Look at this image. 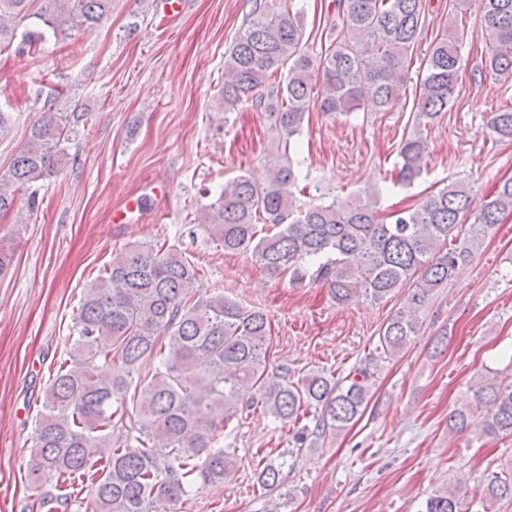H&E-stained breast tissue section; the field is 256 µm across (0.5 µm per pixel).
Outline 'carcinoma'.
I'll return each mask as SVG.
<instances>
[{
	"instance_id": "obj_1",
	"label": "carcinoma",
	"mask_w": 512,
	"mask_h": 512,
	"mask_svg": "<svg viewBox=\"0 0 512 512\" xmlns=\"http://www.w3.org/2000/svg\"><path fill=\"white\" fill-rule=\"evenodd\" d=\"M478 5L485 68L512 80V0H448L449 23L429 42L416 84L411 130L390 171L395 186H411L426 168L424 132L452 107L462 80L463 18ZM329 45L307 48L295 0L271 9L255 3L224 56L220 106L249 104L263 112L285 141L299 134L314 95L333 114L390 112L406 96L413 56L426 28V0H333ZM112 11V0H0V46L38 50L69 32H90ZM79 105L61 112L47 101L29 139L0 175V217L27 193L34 210L39 183L68 156ZM496 139L512 140V108L493 112ZM290 155L271 164L264 184L239 175L189 229L208 234L226 252H251L273 277L328 288L347 305L380 303L404 293L378 333L376 361L400 356L419 335L430 302L470 262L481 240L512 216V177L474 206L463 181L431 191L415 205L382 218L379 200L301 202ZM473 217L467 223V217ZM77 336L53 374L39 415L29 468L31 512H81L87 488L92 512H172L194 482L217 490L233 469L220 441L224 427L245 410H260L296 429L280 462L258 463L254 483L263 495L295 500L287 487L288 455L307 440L324 443L351 428L372 395L364 366L342 378L312 370L304 376L270 365L271 323L204 287L201 273L176 249L132 244L114 253L85 289L74 317ZM312 425L305 424V421ZM448 430L478 438H512V381L482 378L472 400L448 414ZM112 438V455L97 449ZM459 480L433 492L420 512H464ZM486 508L512 500V466L482 482Z\"/></svg>"
}]
</instances>
